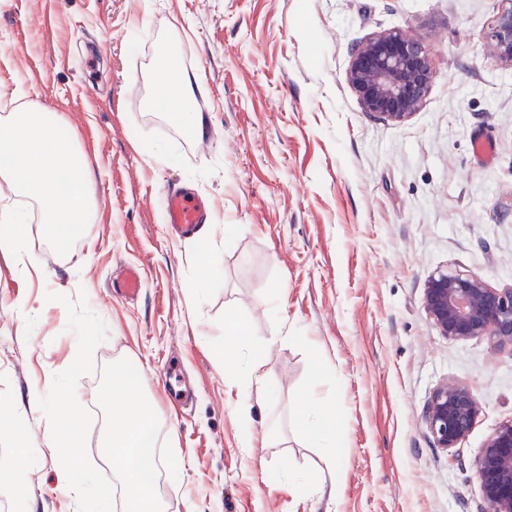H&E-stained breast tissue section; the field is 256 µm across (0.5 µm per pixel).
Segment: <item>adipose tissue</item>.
<instances>
[{"label":"adipose tissue","instance_id":"1","mask_svg":"<svg viewBox=\"0 0 512 512\" xmlns=\"http://www.w3.org/2000/svg\"><path fill=\"white\" fill-rule=\"evenodd\" d=\"M155 101L189 134H203L206 120L194 111L190 83L181 70H163ZM59 127L56 114L42 105L16 109L0 126V183L16 196L40 204V221L62 248L73 230L92 221V171L77 153L74 136L60 135ZM299 423L319 447L334 448L331 412L313 390H306L300 399Z\"/></svg>","mask_w":512,"mask_h":512}]
</instances>
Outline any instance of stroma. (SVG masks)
I'll return each mask as SVG.
<instances>
[{
  "instance_id": "stroma-1",
  "label": "stroma",
  "mask_w": 512,
  "mask_h": 512,
  "mask_svg": "<svg viewBox=\"0 0 512 512\" xmlns=\"http://www.w3.org/2000/svg\"><path fill=\"white\" fill-rule=\"evenodd\" d=\"M504 0H0V107L38 102L74 132L93 173V224L59 252L28 202L27 269L0 246V463L26 433L36 512H78L52 455L45 395L77 353L66 308L103 319L98 369L143 372L177 477L163 512H478L471 463L512 418V352L452 341L427 317L436 270L512 286V67L485 49ZM401 28L430 49L419 111L362 112L346 80L353 44ZM199 77L195 137L151 104L163 66ZM496 144L493 162L471 139ZM187 185L212 224L170 235L160 196ZM123 266L139 296H113ZM249 333L266 394L240 418L248 380L224 377V321ZM182 372V394L160 383ZM76 396L97 407L99 377ZM468 383L484 409L454 453L419 418L438 384ZM336 410V490L310 477L325 451L298 425L311 382Z\"/></svg>"
}]
</instances>
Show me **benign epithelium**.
Returning a JSON list of instances; mask_svg holds the SVG:
<instances>
[{
	"mask_svg": "<svg viewBox=\"0 0 512 512\" xmlns=\"http://www.w3.org/2000/svg\"><path fill=\"white\" fill-rule=\"evenodd\" d=\"M498 16L489 52L512 67V0ZM423 42L401 29L380 32L351 48L346 78L362 111L402 122L423 104L432 80ZM423 309L440 335L455 341L486 339L512 351V286L494 288L478 275L440 269L429 276ZM483 412L473 388L439 384L420 412L436 447L450 452L470 434ZM482 491V512H512V419L499 424L472 460Z\"/></svg>",
	"mask_w": 512,
	"mask_h": 512,
	"instance_id": "benign-epithelium-1",
	"label": "benign epithelium"
}]
</instances>
